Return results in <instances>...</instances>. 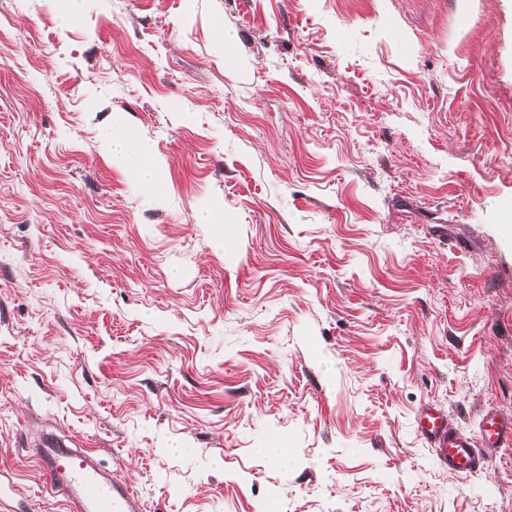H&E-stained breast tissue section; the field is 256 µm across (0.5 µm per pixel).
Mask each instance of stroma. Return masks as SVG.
I'll return each instance as SVG.
<instances>
[{"label":"stroma","instance_id":"obj_1","mask_svg":"<svg viewBox=\"0 0 512 512\" xmlns=\"http://www.w3.org/2000/svg\"><path fill=\"white\" fill-rule=\"evenodd\" d=\"M506 199L512 0H0V512L49 435L142 512H512L412 429L512 413ZM99 142L113 163L127 168L143 187L160 194L155 186L162 183L163 163L152 144L129 130L122 116L113 114L112 121L99 129ZM199 221L202 224H211L213 227V242L214 244L224 249V205L215 203L209 208L202 210L199 214Z\"/></svg>","mask_w":512,"mask_h":512}]
</instances>
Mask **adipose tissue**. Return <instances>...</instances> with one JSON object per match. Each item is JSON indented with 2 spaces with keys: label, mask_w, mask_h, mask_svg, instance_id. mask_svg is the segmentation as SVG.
I'll return each instance as SVG.
<instances>
[{
  "label": "adipose tissue",
  "mask_w": 512,
  "mask_h": 512,
  "mask_svg": "<svg viewBox=\"0 0 512 512\" xmlns=\"http://www.w3.org/2000/svg\"><path fill=\"white\" fill-rule=\"evenodd\" d=\"M99 142L114 163L127 168L146 189H154L162 181L163 163L152 144L129 130L120 115L99 130Z\"/></svg>",
  "instance_id": "1"
}]
</instances>
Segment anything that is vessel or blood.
Returning a JSON list of instances; mask_svg holds the SVG:
<instances>
[{"label": "vessel or blood", "mask_w": 512, "mask_h": 512, "mask_svg": "<svg viewBox=\"0 0 512 512\" xmlns=\"http://www.w3.org/2000/svg\"><path fill=\"white\" fill-rule=\"evenodd\" d=\"M413 428L421 442L433 449L440 464L457 475L482 470L485 449L512 446V416L494 409L483 412L474 438L452 427L445 411L430 403L417 411ZM39 458L51 488L61 489L70 512H140L132 487L106 480L84 451H45Z\"/></svg>", "instance_id": "1"}]
</instances>
